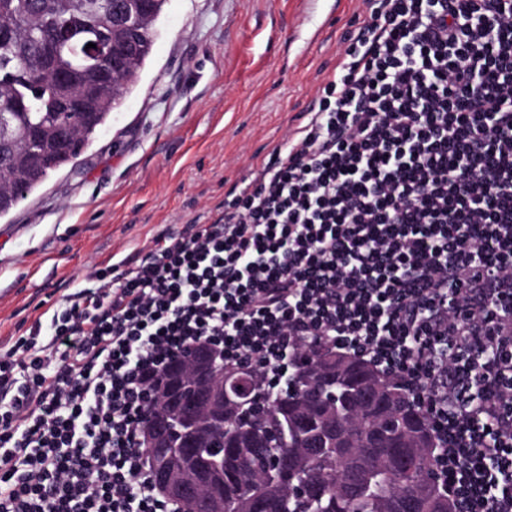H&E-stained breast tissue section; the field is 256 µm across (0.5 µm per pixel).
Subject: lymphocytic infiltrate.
<instances>
[{
	"instance_id": "obj_1",
	"label": "lymphocytic infiltrate",
	"mask_w": 512,
	"mask_h": 512,
	"mask_svg": "<svg viewBox=\"0 0 512 512\" xmlns=\"http://www.w3.org/2000/svg\"><path fill=\"white\" fill-rule=\"evenodd\" d=\"M307 121L209 223L90 274L0 351V512H177L138 442L168 359L393 375L460 512H512V0H362Z\"/></svg>"
}]
</instances>
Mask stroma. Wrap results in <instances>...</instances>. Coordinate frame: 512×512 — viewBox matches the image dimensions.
<instances>
[{"mask_svg":"<svg viewBox=\"0 0 512 512\" xmlns=\"http://www.w3.org/2000/svg\"><path fill=\"white\" fill-rule=\"evenodd\" d=\"M360 0H167L152 52L75 164L0 216V344L91 270L206 221L316 105Z\"/></svg>","mask_w":512,"mask_h":512,"instance_id":"35a3bbf8","label":"stroma"}]
</instances>
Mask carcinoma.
Wrapping results in <instances>:
<instances>
[{
  "instance_id": "1",
  "label": "carcinoma",
  "mask_w": 512,
  "mask_h": 512,
  "mask_svg": "<svg viewBox=\"0 0 512 512\" xmlns=\"http://www.w3.org/2000/svg\"><path fill=\"white\" fill-rule=\"evenodd\" d=\"M117 0H0V113L12 114L0 132V216L39 187L50 172L75 163L96 130L137 83L150 54L153 28L165 0L128 31L114 17ZM99 47L96 54L88 43ZM56 72L72 76L79 103L65 94ZM331 350L304 344L300 361L277 392L249 393L224 415L233 445L202 432L188 466L224 464V512H448V490L433 495L419 481L439 452L422 409L387 374L374 368L390 395L386 431L409 439L412 414L424 428L419 448H338L330 421L320 411L333 407L337 419L357 433L378 425L364 411L368 388L358 376L322 375L321 359ZM288 452V472L311 480L307 499L288 495L269 477L271 458Z\"/></svg>"
}]
</instances>
